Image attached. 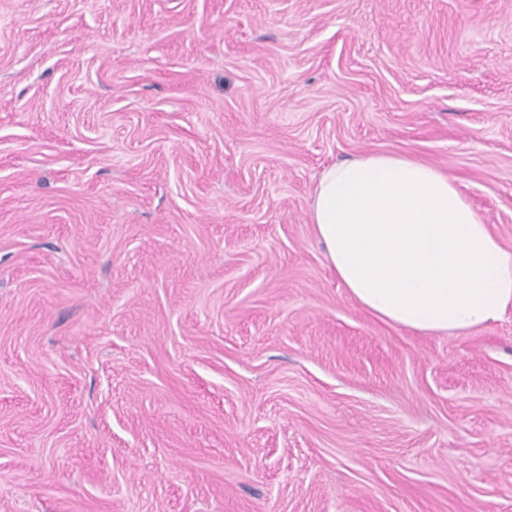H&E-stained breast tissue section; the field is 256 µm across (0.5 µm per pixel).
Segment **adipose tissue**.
<instances>
[{"label": "adipose tissue", "mask_w": 512, "mask_h": 512, "mask_svg": "<svg viewBox=\"0 0 512 512\" xmlns=\"http://www.w3.org/2000/svg\"><path fill=\"white\" fill-rule=\"evenodd\" d=\"M309 218L351 299L394 327L458 335L512 313V251L430 164L371 153L332 166Z\"/></svg>", "instance_id": "adipose-tissue-1"}]
</instances>
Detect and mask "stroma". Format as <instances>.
<instances>
[{
  "label": "stroma",
  "mask_w": 512,
  "mask_h": 512,
  "mask_svg": "<svg viewBox=\"0 0 512 512\" xmlns=\"http://www.w3.org/2000/svg\"><path fill=\"white\" fill-rule=\"evenodd\" d=\"M373 152L512 250V0H0V512H512V314L316 240Z\"/></svg>",
  "instance_id": "1"
}]
</instances>
